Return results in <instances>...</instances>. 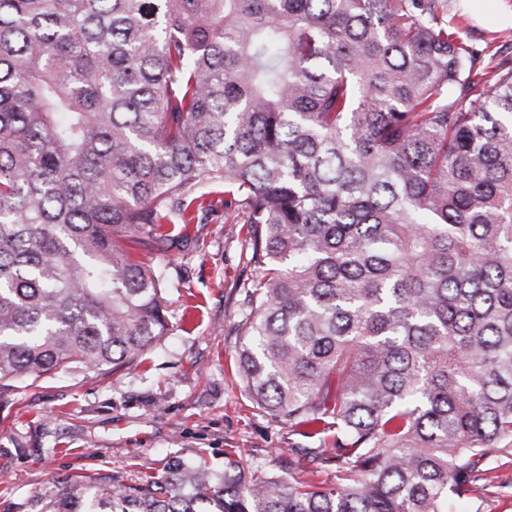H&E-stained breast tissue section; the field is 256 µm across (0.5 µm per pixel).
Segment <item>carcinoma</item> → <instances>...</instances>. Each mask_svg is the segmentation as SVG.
<instances>
[{"instance_id": "cac0c4a2", "label": "carcinoma", "mask_w": 512, "mask_h": 512, "mask_svg": "<svg viewBox=\"0 0 512 512\" xmlns=\"http://www.w3.org/2000/svg\"><path fill=\"white\" fill-rule=\"evenodd\" d=\"M448 0H0V396L132 372L162 271L116 248L235 208V365L317 484L177 461L30 512H480L512 454V60Z\"/></svg>"}]
</instances>
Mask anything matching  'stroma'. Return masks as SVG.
I'll return each instance as SVG.
<instances>
[{"instance_id": "stroma-1", "label": "stroma", "mask_w": 512, "mask_h": 512, "mask_svg": "<svg viewBox=\"0 0 512 512\" xmlns=\"http://www.w3.org/2000/svg\"><path fill=\"white\" fill-rule=\"evenodd\" d=\"M471 0H448L463 38L512 59V25L477 22ZM235 210L215 203L188 224L148 240L140 251L164 272L169 334L145 353L137 373L82 377L60 373L0 399V512H28L55 493L57 480L95 472L128 484L170 462L205 459L223 469L235 450L246 466L287 475L303 439L254 407L235 370L240 291L257 275ZM501 482L481 512H512V457L489 460Z\"/></svg>"}]
</instances>
